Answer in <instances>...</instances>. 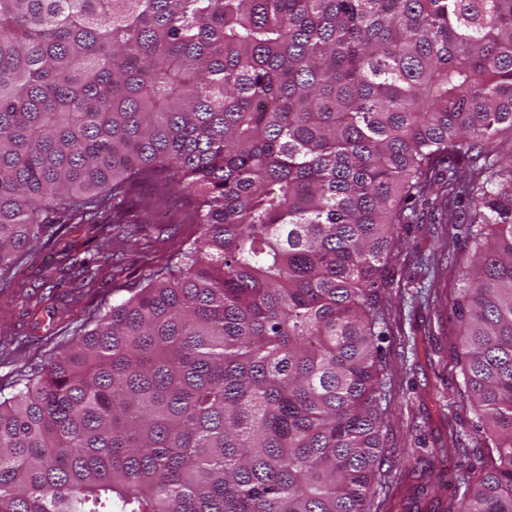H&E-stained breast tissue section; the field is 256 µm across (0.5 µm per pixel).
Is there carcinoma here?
I'll return each mask as SVG.
<instances>
[{
	"instance_id": "carcinoma-1",
	"label": "carcinoma",
	"mask_w": 512,
	"mask_h": 512,
	"mask_svg": "<svg viewBox=\"0 0 512 512\" xmlns=\"http://www.w3.org/2000/svg\"><path fill=\"white\" fill-rule=\"evenodd\" d=\"M151 182L194 238L0 392V512H379L384 272L458 207L448 512H512V0H0V294Z\"/></svg>"
}]
</instances>
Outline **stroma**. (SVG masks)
Wrapping results in <instances>:
<instances>
[{"label": "stroma", "mask_w": 512, "mask_h": 512, "mask_svg": "<svg viewBox=\"0 0 512 512\" xmlns=\"http://www.w3.org/2000/svg\"><path fill=\"white\" fill-rule=\"evenodd\" d=\"M147 200L155 206L136 230L106 216L70 225L63 214L52 216V223L66 226L61 240L35 246L0 295V387L47 362L76 330L89 328L95 307L139 287L144 275L166 265L191 236V203L184 195L148 185L133 192L128 207L141 211ZM130 232L137 246L118 253L93 283L73 276L70 254L111 249ZM400 236L403 246L385 272L388 286L381 295L387 321L383 378L391 397L385 465L390 488L377 490L375 500L380 512H444L457 477L477 476L483 466L476 448L484 438L459 390L462 377L454 355L457 269L467 264L471 249L464 227L434 225L426 216L402 225ZM33 301L39 304L35 314L29 307ZM452 427L459 432L460 448L446 454L442 447ZM440 472L445 492L436 496L432 480Z\"/></svg>", "instance_id": "stroma-1"}]
</instances>
